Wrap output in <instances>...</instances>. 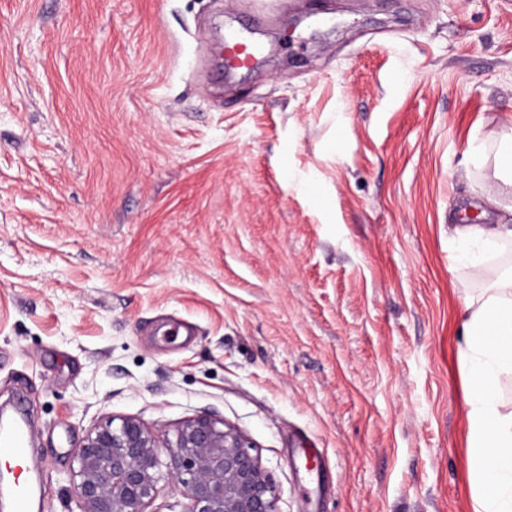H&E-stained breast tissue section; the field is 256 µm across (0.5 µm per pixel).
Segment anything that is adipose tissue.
<instances>
[{
    "label": "adipose tissue",
    "mask_w": 512,
    "mask_h": 512,
    "mask_svg": "<svg viewBox=\"0 0 512 512\" xmlns=\"http://www.w3.org/2000/svg\"><path fill=\"white\" fill-rule=\"evenodd\" d=\"M470 151L479 166L492 169L494 179L512 186V126L490 142L473 136ZM450 233L460 246L459 262L479 267L500 241L512 240V207L495 228L455 224ZM462 313L464 365L471 376L465 406L473 512H512V412L502 411L499 398L502 377L512 375V274L465 296Z\"/></svg>",
    "instance_id": "ef3b65f1"
}]
</instances>
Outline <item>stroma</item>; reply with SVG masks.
Returning <instances> with one entry per match:
<instances>
[{"instance_id":"1","label":"stroma","mask_w":512,"mask_h":512,"mask_svg":"<svg viewBox=\"0 0 512 512\" xmlns=\"http://www.w3.org/2000/svg\"><path fill=\"white\" fill-rule=\"evenodd\" d=\"M511 120L512 0H0V405L35 512H79L108 417L205 414L278 512H469L461 300L512 242L477 275L448 229L496 223L468 146ZM27 431L16 424L0 433V455L22 459L27 453Z\"/></svg>"}]
</instances>
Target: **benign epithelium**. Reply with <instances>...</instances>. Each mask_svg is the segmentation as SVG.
Returning a JSON list of instances; mask_svg holds the SVG:
<instances>
[{
    "label": "benign epithelium",
    "instance_id": "7a95c632",
    "mask_svg": "<svg viewBox=\"0 0 512 512\" xmlns=\"http://www.w3.org/2000/svg\"><path fill=\"white\" fill-rule=\"evenodd\" d=\"M163 448L187 500L183 512H277L276 489L245 436L207 415L184 421L171 438L134 416L90 430L75 451L80 512H149Z\"/></svg>",
    "mask_w": 512,
    "mask_h": 512
}]
</instances>
